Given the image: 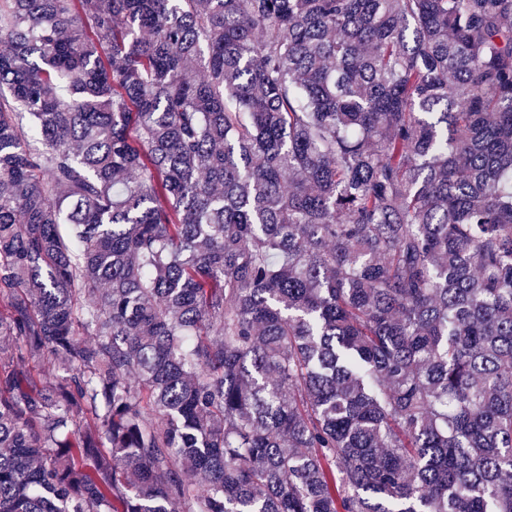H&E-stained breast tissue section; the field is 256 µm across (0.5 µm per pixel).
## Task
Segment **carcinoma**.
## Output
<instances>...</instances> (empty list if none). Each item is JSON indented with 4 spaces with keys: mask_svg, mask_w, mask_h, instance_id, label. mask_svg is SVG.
Listing matches in <instances>:
<instances>
[{
    "mask_svg": "<svg viewBox=\"0 0 512 512\" xmlns=\"http://www.w3.org/2000/svg\"><path fill=\"white\" fill-rule=\"evenodd\" d=\"M0 40V512H512V0Z\"/></svg>",
    "mask_w": 512,
    "mask_h": 512,
    "instance_id": "1",
    "label": "carcinoma"
}]
</instances>
